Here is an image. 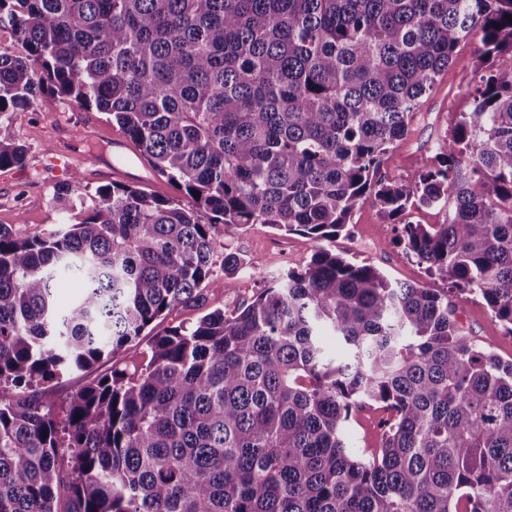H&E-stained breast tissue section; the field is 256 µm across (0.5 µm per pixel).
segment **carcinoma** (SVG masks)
I'll return each instance as SVG.
<instances>
[{
  "label": "carcinoma",
  "mask_w": 512,
  "mask_h": 512,
  "mask_svg": "<svg viewBox=\"0 0 512 512\" xmlns=\"http://www.w3.org/2000/svg\"><path fill=\"white\" fill-rule=\"evenodd\" d=\"M1 28L0 116L45 97L104 112L191 203L114 184L62 231L0 225V512H512V360L448 293L323 245L368 202L512 334V0H0ZM477 35L471 110L414 176L380 179ZM24 157L0 140V169ZM423 208L443 222L411 221ZM217 224L316 247L251 271L267 283L251 303L166 327L45 405L60 376L220 287ZM222 266L248 270L234 251ZM62 277L85 292L61 312ZM373 403L390 418L356 453L346 426Z\"/></svg>",
  "instance_id": "1"
}]
</instances>
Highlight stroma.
<instances>
[{
    "label": "stroma",
    "instance_id": "stroma-1",
    "mask_svg": "<svg viewBox=\"0 0 512 512\" xmlns=\"http://www.w3.org/2000/svg\"><path fill=\"white\" fill-rule=\"evenodd\" d=\"M456 53L457 64L449 66L434 89L422 98L420 111L407 134L389 151L380 168V175L386 180L410 178L422 160L431 155L453 113L469 110L471 68L479 62V40L461 42ZM86 126L94 128V137L80 141L75 155H61L60 146ZM0 139L26 149L21 166L0 171V225H7L23 237L46 235L68 222L69 213L55 200L56 190L65 184L75 186L83 195L112 183L132 185L164 197L177 194L166 178L138 161L137 147L126 141L106 114L67 99L51 100L0 117ZM349 227V232L340 233L329 242V249L369 264L391 280L438 290L446 288L445 280L429 275L424 266L405 256L395 225L387 223L377 207L368 203L356 207ZM216 242L218 247L241 252L252 267V274L222 276L221 288L205 289L202 301L176 309L164 318V325L189 323L217 308L230 312L251 303L261 288L256 272L271 274L303 267L315 246L303 233L278 231L263 224L217 233ZM460 306L459 319L466 332L502 358L512 359V335L492 317L483 300L474 297L461 301ZM129 358V353L122 351L113 360H102L88 371L65 376L47 389L41 400L61 408L74 389L108 373L112 366L123 365ZM383 416V410L373 406L356 410L345 431L349 446L360 450L378 447Z\"/></svg>",
    "mask_w": 512,
    "mask_h": 512
}]
</instances>
